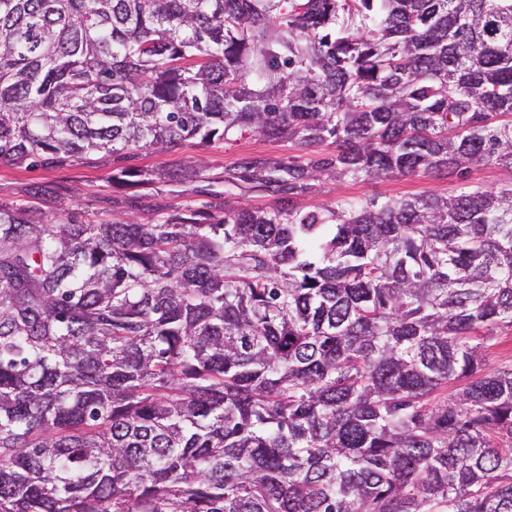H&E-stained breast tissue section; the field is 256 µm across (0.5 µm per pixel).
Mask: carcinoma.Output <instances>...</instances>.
Masks as SVG:
<instances>
[{"mask_svg": "<svg viewBox=\"0 0 512 512\" xmlns=\"http://www.w3.org/2000/svg\"><path fill=\"white\" fill-rule=\"evenodd\" d=\"M247 133L329 150L243 159L213 196L271 203L210 224L0 203V512H512V368L472 342L512 327V0H0L1 161ZM506 179V174L493 164H480L470 168V173L462 180L456 175H418L393 177L382 180L328 181L315 195L297 199L303 208L330 204L336 197L360 201L382 202L389 198L413 196H448L458 192L463 186L491 189L498 187Z\"/></svg>", "mask_w": 512, "mask_h": 512, "instance_id": "carcinoma-1", "label": "carcinoma"}]
</instances>
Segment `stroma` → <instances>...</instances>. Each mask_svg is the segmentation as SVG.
Listing matches in <instances>:
<instances>
[{
    "label": "stroma",
    "mask_w": 512,
    "mask_h": 512,
    "mask_svg": "<svg viewBox=\"0 0 512 512\" xmlns=\"http://www.w3.org/2000/svg\"><path fill=\"white\" fill-rule=\"evenodd\" d=\"M297 144L287 140H272L259 136L235 137L203 146L194 140L183 142L172 151L119 152L113 155L91 154L59 167L44 168L16 166L0 162V203H23L29 186L46 188L50 193L48 210L61 212L85 222H98L112 216V199L119 190L109 177L113 168L120 166L168 169L194 161H202L200 178L213 190L224 188V172L236 166L243 158L264 156L289 158L302 155ZM506 179L505 173L495 165L480 164L471 167L466 178L446 175H418L393 177L382 180L326 182L319 193L298 198L303 208L320 206L336 198L360 201H384L389 198L413 196H448L463 186L491 189Z\"/></svg>",
    "instance_id": "1"
}]
</instances>
